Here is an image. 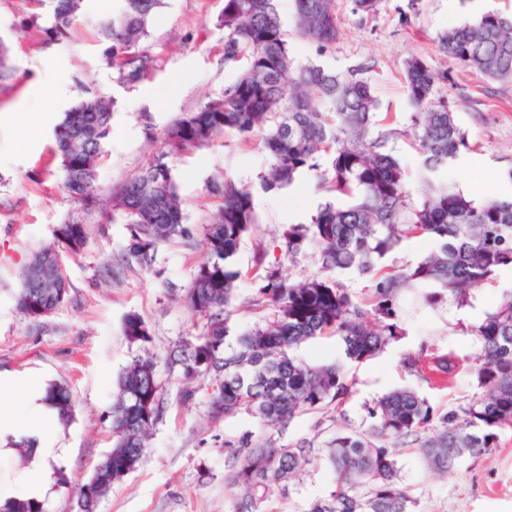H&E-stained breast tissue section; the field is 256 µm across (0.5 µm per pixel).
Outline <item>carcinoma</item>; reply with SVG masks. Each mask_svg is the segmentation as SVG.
Returning <instances> with one entry per match:
<instances>
[{"label":"carcinoma","mask_w":512,"mask_h":512,"mask_svg":"<svg viewBox=\"0 0 512 512\" xmlns=\"http://www.w3.org/2000/svg\"><path fill=\"white\" fill-rule=\"evenodd\" d=\"M161 4L124 0L121 14L105 27L106 52L119 82L137 83L152 68L153 59L140 45ZM294 6L295 26L303 37L321 49L336 42L335 0H294ZM51 9L45 34L61 40L77 19L80 0H53ZM219 25L224 28V65L241 62L242 71L222 96L166 126L167 145L184 152L225 132L245 139L262 132L271 158L261 176L266 192L290 186L301 173L318 168V157L331 156V177L322 179V186L354 201L346 206L328 201L311 223L283 226L281 245L286 255L295 256L314 239L321 245L323 269L350 271L371 282L364 300L326 277L290 284L261 255L254 304L272 309L273 316L229 339L227 320L240 276L232 260L257 216L248 187L227 177L210 186L219 206L212 223L203 227L209 258L186 292L191 313L205 319L204 332L176 346L169 364L188 380L210 379L212 420L245 410L273 433L295 416L321 412L346 395L347 363L375 357L398 332L404 291L430 287L428 303L448 299L462 304L496 272L512 268V197L477 204L439 178L471 145L451 105L436 97L445 73L424 59L412 56L405 62L415 109L411 129L423 172L420 200L414 205L403 167L384 151L395 131L380 129L370 84L316 66L294 68L277 0H224ZM437 50L457 66L512 81V14L488 12L450 28L439 35ZM114 106L113 100L89 95L64 112L54 130L62 187L82 207L96 200V169ZM165 158L152 157L134 177L112 188V220L130 228L124 255L128 264L151 266L160 242L185 233L182 201ZM425 234L435 240L434 250L414 265L385 270L382 259L403 238ZM87 239L61 224L53 244L32 255L21 271L19 307L26 316L46 318L69 301L59 253L78 254ZM124 333L132 343L149 341L137 314L126 316ZM471 334L478 347L473 372L479 393L443 415L409 387L378 398L369 407L366 426L338 433L328 443L323 460L333 471L334 489L307 512H417L418 501L397 479V458L405 448H416L425 466L446 478L465 461L498 447L501 433L512 430V290ZM322 336L341 340L343 360L310 365L294 354L303 343ZM458 368L447 354L408 359L409 371L435 388L447 386ZM44 401L60 420L71 417L74 402L66 386H49ZM161 401L154 362L132 359L118 379L108 415L112 451L124 452V467L109 470L103 460L75 484V512H95L112 483L136 468ZM224 450L235 460L224 473V485L239 495L237 512H261L271 487L294 477L312 454L302 444L277 447L269 437L255 444L243 437L226 438ZM0 512L45 510L42 502L27 499L8 501Z\"/></svg>","instance_id":"1"}]
</instances>
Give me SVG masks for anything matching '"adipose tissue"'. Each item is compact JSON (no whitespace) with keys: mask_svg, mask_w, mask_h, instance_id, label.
<instances>
[{"mask_svg":"<svg viewBox=\"0 0 512 512\" xmlns=\"http://www.w3.org/2000/svg\"><path fill=\"white\" fill-rule=\"evenodd\" d=\"M17 390L23 393L24 413L0 421V426L7 432L34 439L35 444L28 451L29 465L25 471L16 479L0 480V505L12 499L19 490L24 491L27 498L33 500L41 497L47 488V482L43 477V464L54 454L53 449L42 444L43 424L54 418V410L43 402L40 388L29 385L19 378L0 377V397Z\"/></svg>","mask_w":512,"mask_h":512,"instance_id":"obj_1","label":"adipose tissue"}]
</instances>
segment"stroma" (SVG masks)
I'll use <instances>...</instances> for the list:
<instances>
[{
	"mask_svg": "<svg viewBox=\"0 0 512 512\" xmlns=\"http://www.w3.org/2000/svg\"><path fill=\"white\" fill-rule=\"evenodd\" d=\"M288 46L297 64L314 65L367 81L378 100L379 115H391L395 134L386 149L406 172L409 191H416L421 158L405 134L411 124L404 62L419 56L447 71L438 94L448 100L472 146L444 176L475 202L512 195V82L447 64L437 51L438 36L449 27L476 20L488 12L512 13V0H383L374 15L354 12L351 0H336L340 36L320 50L301 37L294 24L293 0H280ZM120 0H82L67 37L48 40L50 20L45 7L32 0H0V42L7 49L12 77L0 83V374L41 377L43 385H67L75 402L69 422L48 421L46 443L59 449L49 458L46 512H71L69 483L86 480L112 448L107 413L117 380L134 356L151 354L163 389V411L135 470L113 484L97 512H234L236 499L224 485L230 459L224 441L250 434L261 438L258 418L240 413L214 424L209 420L208 383L198 381L190 401H183V380L170 368L168 354L182 340L200 335L204 321L193 315L181 297L208 252L202 228L218 201L208 186L231 178L254 193L258 222L244 236L234 265L231 334H242L263 322L269 308L254 305L255 284L249 275L257 251L297 282L321 274L319 248L307 242L295 259L277 246L284 225L307 224L329 195L319 186L330 171L329 157L320 168L300 174L278 192H264L260 177L269 166L260 136L244 139L232 132L206 146L170 152L162 132L183 113L223 94L236 68L225 66L224 30L219 17L224 0H163L143 46L155 59L151 76L121 84L104 56L103 23L119 13ZM95 93L114 98L116 110L106 154L96 177L99 202L84 209L70 201L60 184V158L54 151L53 128L81 97ZM141 96L137 111L128 99ZM165 155L183 201L190 237L158 244L150 268L117 269L116 282L104 283L99 271L118 262L129 237L128 225L107 219L114 185L133 177L147 160ZM82 219L88 240L81 254L62 258L69 281V301L48 318L34 321L17 307L20 272L33 252L52 241L55 228ZM512 290V269L499 270L467 303L443 301L418 307V294L405 293L402 304L415 309L404 333L382 353L350 366L351 389L328 414H300L276 436L278 445L307 443L313 460L287 486H273L268 504L277 512H307L328 497L333 475L321 458L337 430L368 423V409L384 393L405 385L440 411L467 403L478 391L472 371L477 343L470 328L495 311ZM139 314L150 340L130 342L124 319ZM425 353L448 354L459 363L447 387L434 388L411 375L404 359ZM401 484L418 500V512H512V431L502 434L498 448L468 462L456 475L435 476L415 449H406L397 464Z\"/></svg>",
	"mask_w": 512,
	"mask_h": 512,
	"instance_id": "35a3bbf8",
	"label": "stroma"
}]
</instances>
